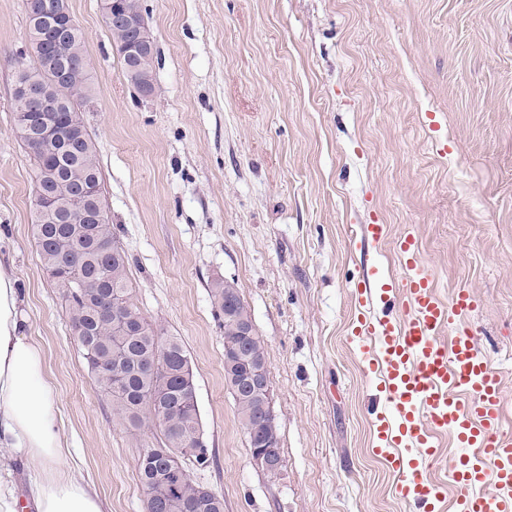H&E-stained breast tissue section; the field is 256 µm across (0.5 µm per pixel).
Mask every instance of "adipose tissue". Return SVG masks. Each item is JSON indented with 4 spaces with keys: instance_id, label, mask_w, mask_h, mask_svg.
Here are the masks:
<instances>
[{
    "instance_id": "adipose-tissue-1",
    "label": "adipose tissue",
    "mask_w": 512,
    "mask_h": 512,
    "mask_svg": "<svg viewBox=\"0 0 512 512\" xmlns=\"http://www.w3.org/2000/svg\"><path fill=\"white\" fill-rule=\"evenodd\" d=\"M22 298L0 261V447L20 452L36 512H104L62 446L41 346L27 336Z\"/></svg>"
}]
</instances>
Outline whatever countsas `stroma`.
<instances>
[{
  "label": "stroma",
  "mask_w": 512,
  "mask_h": 512,
  "mask_svg": "<svg viewBox=\"0 0 512 512\" xmlns=\"http://www.w3.org/2000/svg\"><path fill=\"white\" fill-rule=\"evenodd\" d=\"M94 94L84 114L134 303L181 337L214 462L186 463L224 512H404L374 447L375 382L351 336L357 282L400 286L410 233L441 298L499 371L512 427V0H144L152 97L122 74L99 0H69ZM24 0H0V254L75 465L107 512H145L152 426L113 419L71 338L32 232L11 86ZM367 224L387 227L372 243ZM234 283L263 337L285 470L253 467L224 385L211 285Z\"/></svg>",
  "instance_id": "1"
}]
</instances>
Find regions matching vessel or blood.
I'll list each match as a JSON object with an SVG mask.
<instances>
[{
    "label": "vessel or blood",
    "instance_id": "b4317fda",
    "mask_svg": "<svg viewBox=\"0 0 512 512\" xmlns=\"http://www.w3.org/2000/svg\"><path fill=\"white\" fill-rule=\"evenodd\" d=\"M396 249L407 274L401 316L363 315L352 333L370 341L369 370L385 396L376 439L394 451L389 464L399 476V493L409 504L434 507L450 482L458 492L457 512H512V433L501 426V379L473 336L457 329L476 297L461 289L440 299L414 235L401 236ZM445 329L454 333L447 346L438 342ZM444 432L465 452L442 483L427 465L438 461Z\"/></svg>",
    "mask_w": 512,
    "mask_h": 512
}]
</instances>
